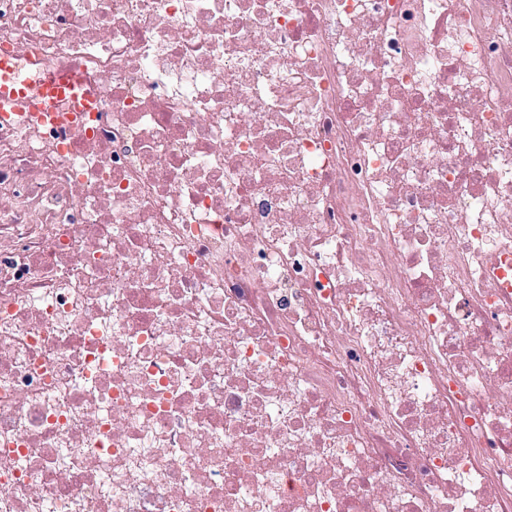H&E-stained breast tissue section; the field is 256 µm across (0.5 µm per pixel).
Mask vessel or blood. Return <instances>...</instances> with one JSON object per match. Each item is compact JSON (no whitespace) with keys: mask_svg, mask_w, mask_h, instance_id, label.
<instances>
[{"mask_svg":"<svg viewBox=\"0 0 512 512\" xmlns=\"http://www.w3.org/2000/svg\"><path fill=\"white\" fill-rule=\"evenodd\" d=\"M95 109L94 99L84 92L77 74L49 75L34 87L14 74L8 58H0V122L26 112L39 122L58 124L64 122L66 113Z\"/></svg>","mask_w":512,"mask_h":512,"instance_id":"obj_1","label":"vessel or blood"}]
</instances>
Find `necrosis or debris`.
I'll return each instance as SVG.
<instances>
[{
    "mask_svg": "<svg viewBox=\"0 0 512 512\" xmlns=\"http://www.w3.org/2000/svg\"><path fill=\"white\" fill-rule=\"evenodd\" d=\"M95 112L0 123V512H512V0H0Z\"/></svg>",
    "mask_w": 512,
    "mask_h": 512,
    "instance_id": "1",
    "label": "necrosis or debris"
}]
</instances>
